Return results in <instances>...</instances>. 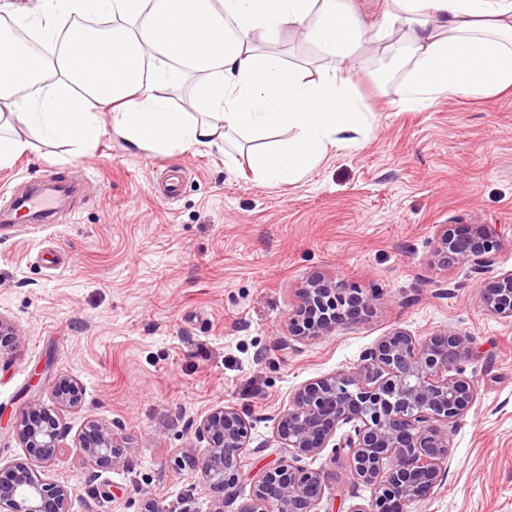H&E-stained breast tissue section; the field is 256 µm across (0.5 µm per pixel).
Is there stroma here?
Listing matches in <instances>:
<instances>
[{"mask_svg": "<svg viewBox=\"0 0 512 512\" xmlns=\"http://www.w3.org/2000/svg\"><path fill=\"white\" fill-rule=\"evenodd\" d=\"M386 59L368 58L357 82L370 131L293 184L256 180L205 147L136 150L109 129L76 158L14 124L31 148L0 168V207L46 180L74 193L51 223L0 228V317L21 335L0 356V416L47 409L74 435L96 418L120 445L95 478L79 449L59 456L49 476L71 485L70 512H141L147 490L163 512H211L214 494L177 452L203 453L197 424L225 404L252 425L224 509L236 512L283 455L274 417L296 388L355 366L396 328L465 336L472 354L459 368L476 385L449 433L442 486L410 512H512V319L488 310L470 266L434 254L443 227L492 224L502 246L487 274L512 271V90L408 112L392 103ZM319 275L377 294L375 311L285 345L296 290ZM62 377L77 385L78 408L58 405ZM303 463L327 478L322 512L371 500L334 448Z\"/></svg>", "mask_w": 512, "mask_h": 512, "instance_id": "obj_1", "label": "stroma"}]
</instances>
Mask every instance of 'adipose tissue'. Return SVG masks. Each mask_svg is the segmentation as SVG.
Returning a JSON list of instances; mask_svg holds the SVG:
<instances>
[{"label": "adipose tissue", "instance_id": "obj_1", "mask_svg": "<svg viewBox=\"0 0 512 512\" xmlns=\"http://www.w3.org/2000/svg\"><path fill=\"white\" fill-rule=\"evenodd\" d=\"M366 23L342 0H34L22 12L0 0V168L28 152L12 122L79 150L113 130L141 150L221 147L229 133L268 139L249 161L268 183H293L332 149L371 126L355 79L370 43L395 40L386 78L398 106L419 111L437 97L488 98L512 89V0H385ZM292 34L321 63L285 60L274 46ZM35 35L52 46L41 56ZM189 87L173 106L164 89ZM291 131L277 142L280 131Z\"/></svg>", "mask_w": 512, "mask_h": 512}]
</instances>
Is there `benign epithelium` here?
I'll use <instances>...</instances> for the list:
<instances>
[{
    "mask_svg": "<svg viewBox=\"0 0 512 512\" xmlns=\"http://www.w3.org/2000/svg\"><path fill=\"white\" fill-rule=\"evenodd\" d=\"M499 248V235L490 224L445 227L437 236L435 255L444 264H469L482 271L493 264ZM478 288L491 312L512 318L511 271L481 280ZM376 300L343 281L312 280L299 289L284 341L289 345L329 336L372 313ZM19 339L14 325L0 317V349ZM469 353L467 338L454 331L418 339L395 329L356 367L299 386L275 416L276 436L288 455L256 474L252 495L237 512H318L326 478L301 461L330 444L348 459L350 477L374 488L368 506L351 512H408L410 505L426 501L446 473L448 429L475 401L474 380L451 374ZM55 398L65 408L80 403L65 378L59 380ZM344 425L351 426L350 431L331 443ZM15 432L27 461L0 477V512H69L71 486L40 472L64 451L69 431L61 418L35 408ZM197 434L206 440V451L196 456L186 449L181 458L209 491L224 494L213 509L224 512L235 496L251 425L237 408L222 405L202 416ZM73 443L94 466H114L116 445L99 420H87Z\"/></svg>",
    "mask_w": 512,
    "mask_h": 512,
    "instance_id": "7a95c632",
    "label": "benign epithelium"
}]
</instances>
